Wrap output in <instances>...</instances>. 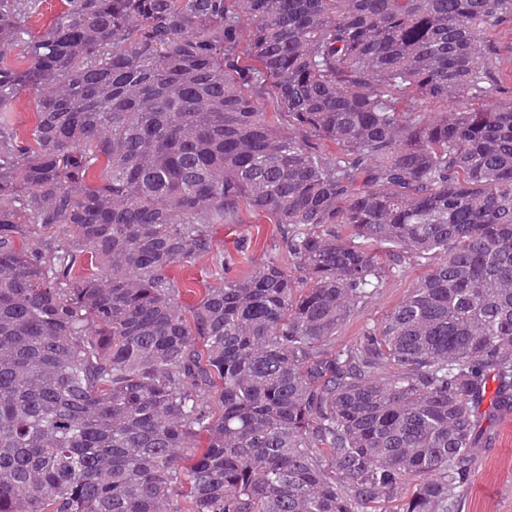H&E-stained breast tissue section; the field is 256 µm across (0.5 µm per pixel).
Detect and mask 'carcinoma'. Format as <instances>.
Segmentation results:
<instances>
[{
	"label": "carcinoma",
	"instance_id": "cac0c4a2",
	"mask_svg": "<svg viewBox=\"0 0 512 512\" xmlns=\"http://www.w3.org/2000/svg\"><path fill=\"white\" fill-rule=\"evenodd\" d=\"M41 2L0 0V512H458L512 408V0ZM261 218L288 263L171 276ZM495 45L494 65L499 71L511 75L504 97L512 96V19L493 35ZM427 269V266L413 269L402 281L389 280L386 287L370 300L365 310L342 330L340 336H336V345L353 343L361 337L362 327L381 323L392 308L403 299L412 283Z\"/></svg>",
	"mask_w": 512,
	"mask_h": 512
}]
</instances>
